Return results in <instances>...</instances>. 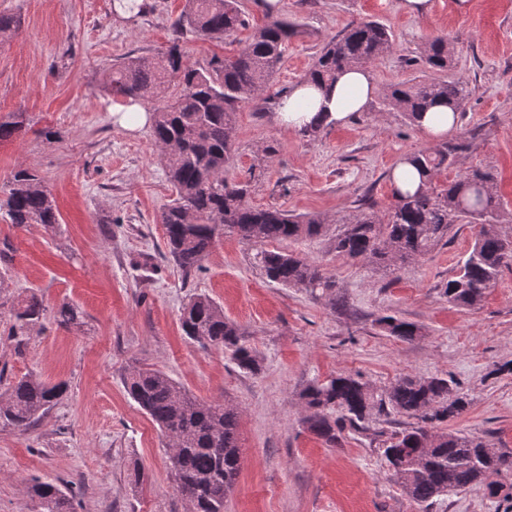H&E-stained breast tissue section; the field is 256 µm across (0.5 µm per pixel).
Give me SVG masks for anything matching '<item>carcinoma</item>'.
I'll use <instances>...</instances> for the list:
<instances>
[{"mask_svg": "<svg viewBox=\"0 0 512 512\" xmlns=\"http://www.w3.org/2000/svg\"><path fill=\"white\" fill-rule=\"evenodd\" d=\"M246 26L239 0H185L172 24L174 37L158 58L128 57L112 67L109 90L134 101L160 100L153 112L152 135L174 198L163 208L159 221L165 229L169 259L183 272L202 268L217 238L232 234L247 244H265L318 236L325 219L297 216L280 209H259L246 200L247 185L225 176L233 152V132L239 104L262 96L274 80L288 41L299 33V24L272 18L255 28L249 40L232 57H212L206 64H192L180 47L181 34L196 33L208 39L235 41ZM390 30L369 18L353 20L343 34L323 47L307 76L333 82L343 68L368 64L391 50ZM451 49L442 36L424 49V62L436 70L448 68ZM466 86L457 81L399 82L382 97L389 110L405 113L410 121L438 102H446L463 114ZM26 129V118L14 112L0 118V141ZM462 143L411 151L404 161L425 177V190L413 194L393 192L395 203L384 217L362 212L341 220L334 250L351 260L404 262L426 254L448 236L455 224H476L478 233L471 251L442 294L448 302L474 308L512 263V237L501 232L512 223V213L498 195L495 175L474 169L446 184L438 173L455 164ZM0 215L9 223L55 227L60 224L56 200L38 175L18 168L0 189ZM257 259L266 277L286 287L305 288L339 304L333 284L315 262L292 253L262 250ZM43 304L34 293L14 308L13 335L23 334L39 322ZM57 321L65 329L81 328L78 311L63 305ZM180 327L185 336L204 347L230 353L238 368L260 370L258 353L242 343V333L224 310L205 294L182 307ZM377 323L401 341H412L421 328L386 315ZM129 397L176 438L177 453L170 456L177 490L189 503L190 512H224V500L233 491L239 473L237 413L222 403L203 404L189 396L160 370L137 368L125 378ZM66 392L63 383L51 384L26 375L7 384L0 393V422L19 430L29 428ZM302 399L308 428L328 445L340 442L344 426L329 416L345 412L350 425L369 421L371 412L388 409L416 420V425L396 432L384 441V455L392 476L408 498L419 506L450 492L480 486L492 497L512 500V454L489 441L438 426L459 417L469 401L454 391L445 378L405 377L377 397L366 383L350 374H339L308 386ZM27 493L40 512H73V501L56 484L33 478Z\"/></svg>", "mask_w": 512, "mask_h": 512, "instance_id": "1", "label": "carcinoma"}]
</instances>
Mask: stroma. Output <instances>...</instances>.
Returning a JSON list of instances; mask_svg holds the SVG:
<instances>
[{
    "instance_id": "stroma-1",
    "label": "stroma",
    "mask_w": 512,
    "mask_h": 512,
    "mask_svg": "<svg viewBox=\"0 0 512 512\" xmlns=\"http://www.w3.org/2000/svg\"><path fill=\"white\" fill-rule=\"evenodd\" d=\"M258 2L241 0L248 26L235 43L185 33L189 61L234 54L267 20ZM430 2L428 13L416 15L406 0H284L283 16L303 34L289 41L272 88L299 83L324 41L351 20L385 24L393 47L368 65L379 88L424 79L467 86L454 136L464 148L439 182L491 170L512 211V0H469L463 15L454 0ZM183 6L152 0L145 14L121 21L113 0H0V13L21 22L0 41V116L21 111L30 119L25 133L0 142V187L18 167L33 169L61 216L53 231L0 218V379L33 374L67 384L64 398L28 429L0 424V512H36L26 493L34 477L71 493L75 512H189L163 434L125 391L123 379L135 368L161 370L197 401L237 410L240 471L224 512H420L382 450L409 418L373 415L331 447L305 424L301 395L338 374L358 376L378 393L404 376L442 377L470 400L449 429L512 452V266L477 308L463 309L448 303L442 286L471 250L477 226L454 225L422 258L390 268L336 254L338 220L360 212L364 198L384 216L395 202L390 170L433 142L405 113L381 111L376 101L311 139L277 123V101L260 100L237 114L226 176L250 182L253 207L326 218L321 235L273 248L320 265L342 305L270 281L257 246L233 235L217 242L201 270L176 269L159 222L172 187L152 128L113 123L123 100L110 94L107 76L125 57L163 52ZM437 35L452 49L444 71L420 60ZM48 129L55 139L45 138ZM145 253L151 264H143ZM32 293L44 311L18 343L10 335L13 306ZM194 294L214 299L240 327L261 358L260 372H243L223 350L183 336L179 311ZM65 303L80 311L81 331L58 327ZM384 315L416 324L420 336H390L377 324ZM506 508L467 489L427 512Z\"/></svg>"
}]
</instances>
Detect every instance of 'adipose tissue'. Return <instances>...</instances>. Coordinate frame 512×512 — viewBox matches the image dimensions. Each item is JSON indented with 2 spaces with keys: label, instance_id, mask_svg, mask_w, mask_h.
Listing matches in <instances>:
<instances>
[{
  "label": "adipose tissue",
  "instance_id": "1",
  "mask_svg": "<svg viewBox=\"0 0 512 512\" xmlns=\"http://www.w3.org/2000/svg\"><path fill=\"white\" fill-rule=\"evenodd\" d=\"M380 93L367 67H351L330 86L299 82L278 107L280 126L296 131L314 124L342 125Z\"/></svg>",
  "mask_w": 512,
  "mask_h": 512
}]
</instances>
